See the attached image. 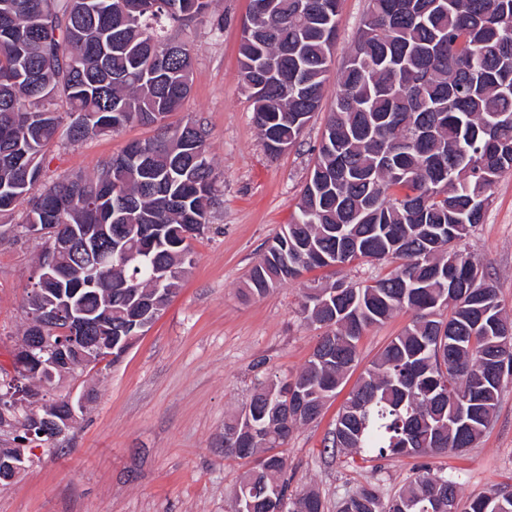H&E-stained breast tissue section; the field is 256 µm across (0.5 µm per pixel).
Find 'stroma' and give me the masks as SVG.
Listing matches in <instances>:
<instances>
[{
	"label": "stroma",
	"instance_id": "stroma-1",
	"mask_svg": "<svg viewBox=\"0 0 512 512\" xmlns=\"http://www.w3.org/2000/svg\"><path fill=\"white\" fill-rule=\"evenodd\" d=\"M251 0H214L212 9L178 31L192 50L191 91L171 125L201 121L220 176V194L205 233L191 242L195 264L162 316L118 363L101 374L58 381L55 392L91 389L93 398L55 450H36L32 466L0 489V512H231L245 461L225 455L224 420L270 376L293 377L321 336L300 312L304 288L334 280L366 285L384 276V261L357 260L315 269L258 297L245 294L252 265L287 224L314 163L338 90L335 74L348 60L367 0H342L336 18L334 74L323 106L298 143L270 155L253 123V105L239 82L242 24ZM154 128L130 124L109 136L58 140L46 153L45 179L91 175L128 143ZM22 213L0 216V365L27 323L23 301L44 241L21 227ZM465 249L498 286L512 318V171ZM401 312L367 330L358 343L367 365L411 321ZM351 391L343 386L313 423L283 447L288 492L320 494L324 512L362 486L390 497L428 465L458 483L461 499L512 490V382L476 447L371 461L331 452L324 440Z\"/></svg>",
	"mask_w": 512,
	"mask_h": 512
}]
</instances>
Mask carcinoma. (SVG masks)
I'll return each mask as SVG.
<instances>
[{
    "instance_id": "1",
    "label": "carcinoma",
    "mask_w": 512,
    "mask_h": 512,
    "mask_svg": "<svg viewBox=\"0 0 512 512\" xmlns=\"http://www.w3.org/2000/svg\"><path fill=\"white\" fill-rule=\"evenodd\" d=\"M212 0H0V214L26 204L24 226L44 237L112 225L103 265L79 247L62 255L67 279L36 281L35 312L75 294L91 320L116 329L142 297L159 317L194 265L191 240L210 224L217 174L198 121L172 127L191 90L192 55L170 29L208 12ZM341 0H252L243 23L239 79L254 122L275 156L294 146L314 114L332 65ZM291 221L247 281L264 296L317 267L358 259L392 269L357 286L305 289L301 313L325 329L306 366L257 388L224 434L248 443L224 455L257 465L234 499L251 512H324L320 495H288L279 448L315 421L358 364V342L402 311L413 319L364 367L336 418L330 448L378 458L463 451L493 419L512 378V323L483 266L459 248L482 223L497 179L512 171V0H368L354 51ZM68 105L67 116L57 100ZM131 123L159 134L134 141L92 176L41 181L60 129L79 142ZM112 312H102L106 291ZM96 326L46 336L84 373ZM25 363L0 366V403L29 380ZM457 484L423 467L392 498L362 486L337 512H448ZM463 512H512V491L471 498Z\"/></svg>"
}]
</instances>
